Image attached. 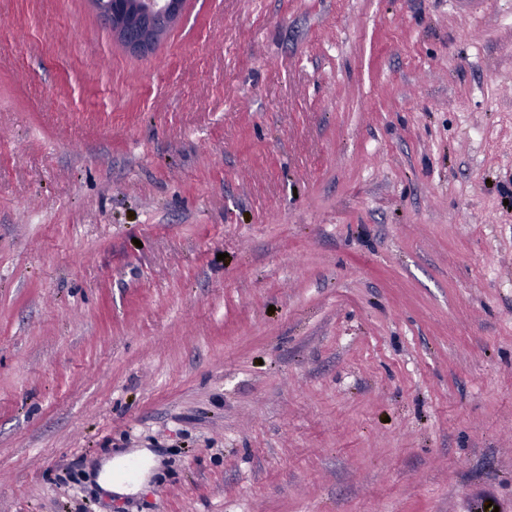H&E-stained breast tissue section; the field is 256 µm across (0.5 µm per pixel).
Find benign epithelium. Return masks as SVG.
<instances>
[{
	"label": "benign epithelium",
	"mask_w": 512,
	"mask_h": 512,
	"mask_svg": "<svg viewBox=\"0 0 512 512\" xmlns=\"http://www.w3.org/2000/svg\"><path fill=\"white\" fill-rule=\"evenodd\" d=\"M185 0H93L112 34L134 55L148 54L181 15Z\"/></svg>",
	"instance_id": "7a95c632"
}]
</instances>
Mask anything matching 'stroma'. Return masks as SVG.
<instances>
[{
  "instance_id": "obj_1",
  "label": "stroma",
  "mask_w": 512,
  "mask_h": 512,
  "mask_svg": "<svg viewBox=\"0 0 512 512\" xmlns=\"http://www.w3.org/2000/svg\"><path fill=\"white\" fill-rule=\"evenodd\" d=\"M491 504L512 0H0V512ZM185 0H93L112 34L136 56L148 54L181 15Z\"/></svg>"
}]
</instances>
